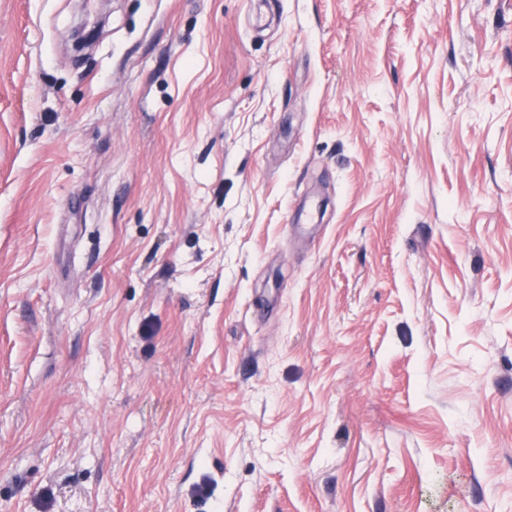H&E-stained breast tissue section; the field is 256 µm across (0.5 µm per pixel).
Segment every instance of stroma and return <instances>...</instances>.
Segmentation results:
<instances>
[{
	"mask_svg": "<svg viewBox=\"0 0 512 512\" xmlns=\"http://www.w3.org/2000/svg\"><path fill=\"white\" fill-rule=\"evenodd\" d=\"M98 7L0 0V512H512V0Z\"/></svg>",
	"mask_w": 512,
	"mask_h": 512,
	"instance_id": "35a3bbf8",
	"label": "stroma"
}]
</instances>
